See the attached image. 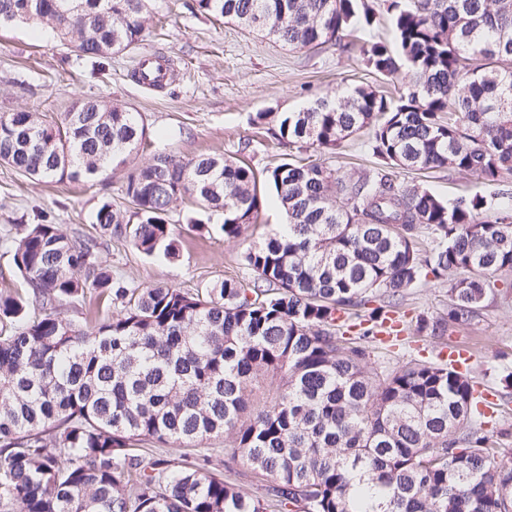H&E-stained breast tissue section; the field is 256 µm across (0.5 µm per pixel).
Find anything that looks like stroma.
<instances>
[{
    "mask_svg": "<svg viewBox=\"0 0 512 512\" xmlns=\"http://www.w3.org/2000/svg\"><path fill=\"white\" fill-rule=\"evenodd\" d=\"M148 12L163 19L145 31L134 55H118L107 71L92 74L69 46L52 36L37 37L32 23L0 26V116L19 110L40 113L47 125L63 120L76 99L91 97L127 106L146 128L147 145L124 165L94 181L34 180L0 164V237L14 233L41 210L66 233L99 234L95 215L103 202L126 207L122 188L128 176L153 155L188 161L202 154L244 157L255 169L273 163L280 148L264 130L250 123L258 112H296L315 98L366 82L359 61L329 47L296 49L258 32L225 24L198 12L193 0H147ZM169 59L174 76L160 88L131 77L134 57ZM362 131L343 142L336 154L307 150L325 165L367 177L375 159ZM400 181L427 188L442 199L463 194L493 196L494 186L472 173L444 170H397ZM190 205L176 203L168 215L177 227L179 254L146 257L125 241L111 240L100 259L112 276L132 288L166 285L192 290L227 278H250L244 252L265 238L285 217L274 200H266L255 224L236 239L220 233L189 231ZM493 291L470 321L448 319V282L427 278L407 288L388 315L397 331L367 340L374 369L392 370L414 361L447 360L449 350L464 348L472 359L463 370L496 403L493 427L503 448H512V390L500 379L512 372V271L493 275ZM437 324L436 333L417 330L418 319Z\"/></svg>",
    "mask_w": 512,
    "mask_h": 512,
    "instance_id": "35a3bbf8",
    "label": "stroma"
}]
</instances>
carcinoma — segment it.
<instances>
[{"label": "carcinoma", "mask_w": 512, "mask_h": 512, "mask_svg": "<svg viewBox=\"0 0 512 512\" xmlns=\"http://www.w3.org/2000/svg\"><path fill=\"white\" fill-rule=\"evenodd\" d=\"M13 16L52 28L91 66L136 49L146 0H8ZM225 23L293 48L356 53L375 80L298 112H257V127L298 149L333 152L369 130L383 168L354 177L303 156L262 171L246 160L158 154L124 198L96 213L97 237L43 215L4 239L25 288L0 296V512H512V458L484 431L470 378L410 362L378 374L363 343L332 326L361 318L428 275L448 279V320L465 322L512 270V195L444 201L396 169L512 177V0H385L390 39L366 0H194ZM145 138L135 113L77 100L52 128L35 112L0 117V161L36 180H93ZM287 223L244 254L248 280L193 292L129 288L100 252L125 240L178 254L177 201L222 213L189 224L238 238L265 190ZM436 235L427 253L419 230ZM94 291L114 308L84 329L60 308ZM275 385L264 402L257 384ZM224 437V469L208 440ZM182 447L175 459L155 448ZM268 483L249 495L224 472Z\"/></svg>", "instance_id": "obj_1"}]
</instances>
